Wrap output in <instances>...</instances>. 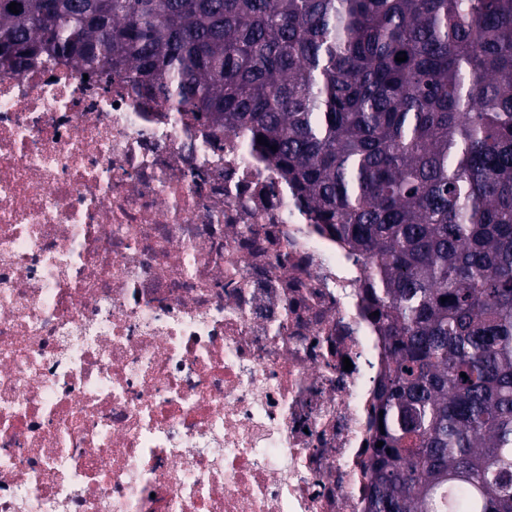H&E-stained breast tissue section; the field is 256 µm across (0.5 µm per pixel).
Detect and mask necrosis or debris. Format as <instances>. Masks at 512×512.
I'll use <instances>...</instances> for the list:
<instances>
[{
	"label": "necrosis or debris",
	"mask_w": 512,
	"mask_h": 512,
	"mask_svg": "<svg viewBox=\"0 0 512 512\" xmlns=\"http://www.w3.org/2000/svg\"><path fill=\"white\" fill-rule=\"evenodd\" d=\"M223 144L125 78L0 68V512H364L366 267Z\"/></svg>",
	"instance_id": "necrosis-or-debris-1"
}]
</instances>
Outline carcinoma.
<instances>
[{"label":"carcinoma","instance_id":"obj_1","mask_svg":"<svg viewBox=\"0 0 512 512\" xmlns=\"http://www.w3.org/2000/svg\"><path fill=\"white\" fill-rule=\"evenodd\" d=\"M45 57L265 137L368 266V512H512V0H0V66Z\"/></svg>","mask_w":512,"mask_h":512}]
</instances>
